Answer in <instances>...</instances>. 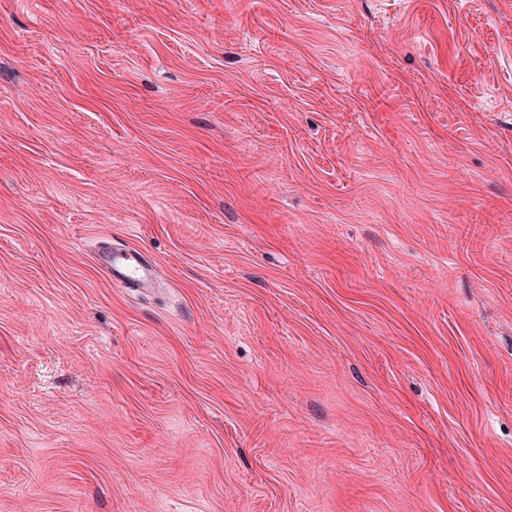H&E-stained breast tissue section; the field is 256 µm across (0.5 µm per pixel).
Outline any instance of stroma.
Returning a JSON list of instances; mask_svg holds the SVG:
<instances>
[{"mask_svg":"<svg viewBox=\"0 0 512 512\" xmlns=\"http://www.w3.org/2000/svg\"><path fill=\"white\" fill-rule=\"evenodd\" d=\"M0 512H512V0H0ZM95 258L114 285L132 290L152 288L154 267L151 262H133L125 256L111 253L108 247H101Z\"/></svg>","mask_w":512,"mask_h":512,"instance_id":"stroma-1","label":"stroma"}]
</instances>
